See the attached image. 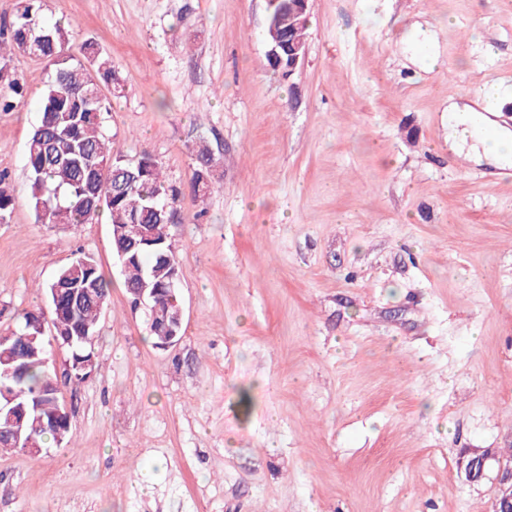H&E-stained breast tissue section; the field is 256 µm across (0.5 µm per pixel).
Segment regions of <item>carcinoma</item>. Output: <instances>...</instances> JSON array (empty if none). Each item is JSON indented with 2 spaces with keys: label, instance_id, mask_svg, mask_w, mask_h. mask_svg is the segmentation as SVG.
Segmentation results:
<instances>
[{
  "label": "carcinoma",
  "instance_id": "cac0c4a2",
  "mask_svg": "<svg viewBox=\"0 0 512 512\" xmlns=\"http://www.w3.org/2000/svg\"><path fill=\"white\" fill-rule=\"evenodd\" d=\"M267 12L268 45L306 40L308 14L297 8V0H269ZM39 34L45 40L37 43L36 57L48 61L54 71L42 93L39 121L25 154L28 202L38 223L92 224L107 213L113 251L124 255L121 269L131 301H136L141 288L154 290L163 305L179 299L178 292L168 288L179 277L168 216L159 217L157 211H173L181 190L164 177L153 155L145 152L129 163L110 153L104 131L109 106L99 84L112 80L111 61L91 43L84 45L83 59L74 58L68 52L69 27L45 17L42 0H20L7 31L0 30V84L20 91L10 54L26 51L28 42ZM215 164L208 144L199 142L190 180L196 197L203 199L214 189ZM14 205V189L0 173V224L9 223ZM128 224L144 225L146 244L126 236ZM110 290L111 281L96 260L80 254L44 286L53 335L42 333L38 308L24 312L15 331L0 336V351H9L12 358L11 372L0 374L1 448L63 440L69 421L58 399L61 380L47 362L48 347L55 341L68 352L72 364L90 360L88 344L78 342V337L95 338ZM9 427L19 433V441L6 433Z\"/></svg>",
  "mask_w": 512,
  "mask_h": 512
}]
</instances>
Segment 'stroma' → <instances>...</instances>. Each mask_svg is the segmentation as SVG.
I'll list each match as a JSON object with an SVG mask.
<instances>
[{"label":"stroma","instance_id":"35a3bbf8","mask_svg":"<svg viewBox=\"0 0 512 512\" xmlns=\"http://www.w3.org/2000/svg\"><path fill=\"white\" fill-rule=\"evenodd\" d=\"M44 8L72 54L112 61L113 155L150 153L182 189V338L149 340L107 218L37 223L25 145L52 70L14 52L0 336L75 251L112 288L94 369L60 390L63 442L0 452V512H490L494 473L457 462L512 448V180L449 152L447 108L497 85L512 130V0H310L289 76L266 59V0ZM195 168L190 187L194 195L204 199L214 189L213 167L216 164L213 153L205 141H200L195 151Z\"/></svg>","mask_w":512,"mask_h":512}]
</instances>
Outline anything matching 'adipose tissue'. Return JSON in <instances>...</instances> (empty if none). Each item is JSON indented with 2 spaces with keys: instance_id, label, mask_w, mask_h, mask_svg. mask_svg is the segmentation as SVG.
Returning <instances> with one entry per match:
<instances>
[{
  "instance_id": "adipose-tissue-1",
  "label": "adipose tissue",
  "mask_w": 512,
  "mask_h": 512,
  "mask_svg": "<svg viewBox=\"0 0 512 512\" xmlns=\"http://www.w3.org/2000/svg\"><path fill=\"white\" fill-rule=\"evenodd\" d=\"M493 90L487 89L465 103L448 105V148L469 162H492L495 166L512 165V131L488 116Z\"/></svg>"
}]
</instances>
